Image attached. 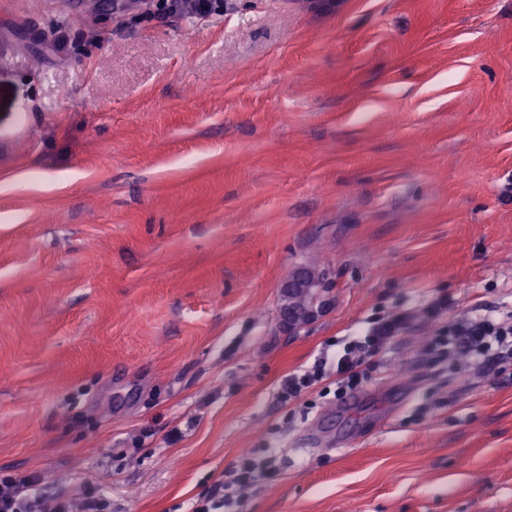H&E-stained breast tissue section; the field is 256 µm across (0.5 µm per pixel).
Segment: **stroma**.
Segmentation results:
<instances>
[{"instance_id":"1","label":"stroma","mask_w":512,"mask_h":512,"mask_svg":"<svg viewBox=\"0 0 512 512\" xmlns=\"http://www.w3.org/2000/svg\"><path fill=\"white\" fill-rule=\"evenodd\" d=\"M112 2L0 0V469L191 512L269 448L235 512H512V361L422 367L421 322L280 397L375 317L512 311V0ZM220 0H157L156 6L165 13H176L203 19ZM329 269L303 266L289 272L279 289V323L297 333L321 316L332 302ZM327 360L319 362L312 370L289 375L282 385V397L288 401L299 399L303 393L314 388L326 375Z\"/></svg>"}]
</instances>
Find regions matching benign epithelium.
<instances>
[{
    "instance_id": "obj_1",
    "label": "benign epithelium",
    "mask_w": 512,
    "mask_h": 512,
    "mask_svg": "<svg viewBox=\"0 0 512 512\" xmlns=\"http://www.w3.org/2000/svg\"><path fill=\"white\" fill-rule=\"evenodd\" d=\"M329 269L303 266L289 272L279 289V323L293 334L313 323L332 302Z\"/></svg>"
}]
</instances>
